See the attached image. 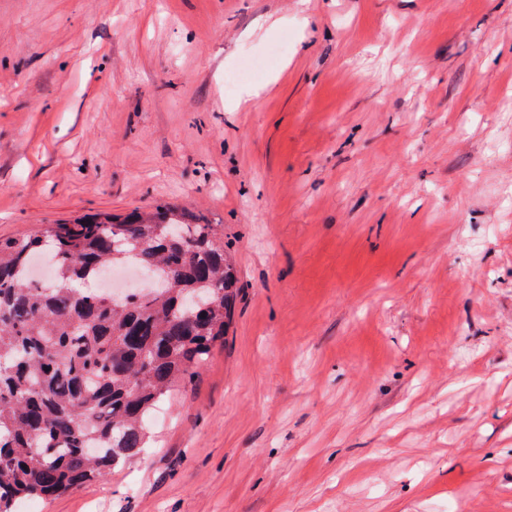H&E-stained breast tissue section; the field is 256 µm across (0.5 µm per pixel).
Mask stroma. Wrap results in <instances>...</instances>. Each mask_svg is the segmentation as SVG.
<instances>
[{"mask_svg":"<svg viewBox=\"0 0 512 512\" xmlns=\"http://www.w3.org/2000/svg\"><path fill=\"white\" fill-rule=\"evenodd\" d=\"M158 204L228 333L18 512H512V0H0V239Z\"/></svg>","mask_w":512,"mask_h":512,"instance_id":"1","label":"stroma"}]
</instances>
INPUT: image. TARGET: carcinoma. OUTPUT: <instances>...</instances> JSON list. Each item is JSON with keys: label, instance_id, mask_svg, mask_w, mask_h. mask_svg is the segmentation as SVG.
Here are the masks:
<instances>
[{"label": "carcinoma", "instance_id": "obj_1", "mask_svg": "<svg viewBox=\"0 0 512 512\" xmlns=\"http://www.w3.org/2000/svg\"><path fill=\"white\" fill-rule=\"evenodd\" d=\"M40 255L55 267L42 287ZM130 263L151 287L120 302L86 287ZM235 284L224 231L169 205L0 239V512L136 459L146 419L224 338Z\"/></svg>", "mask_w": 512, "mask_h": 512}]
</instances>
